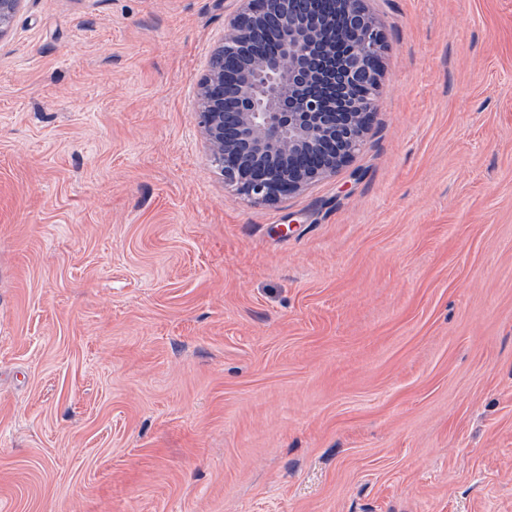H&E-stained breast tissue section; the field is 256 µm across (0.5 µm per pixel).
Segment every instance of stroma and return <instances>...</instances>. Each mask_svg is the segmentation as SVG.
Returning a JSON list of instances; mask_svg holds the SVG:
<instances>
[{"mask_svg": "<svg viewBox=\"0 0 512 512\" xmlns=\"http://www.w3.org/2000/svg\"><path fill=\"white\" fill-rule=\"evenodd\" d=\"M237 6L0 39V512H512V0H371L369 133L276 205L194 122Z\"/></svg>", "mask_w": 512, "mask_h": 512, "instance_id": "stroma-1", "label": "stroma"}]
</instances>
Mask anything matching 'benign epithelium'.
I'll list each match as a JSON object with an SVG mask.
<instances>
[{"label":"benign epithelium","mask_w":512,"mask_h":512,"mask_svg":"<svg viewBox=\"0 0 512 512\" xmlns=\"http://www.w3.org/2000/svg\"><path fill=\"white\" fill-rule=\"evenodd\" d=\"M22 2L0 0V36ZM238 2L197 83L195 120L224 186L275 204L353 161L377 110L385 35L369 0H332L328 12L316 0Z\"/></svg>","instance_id":"7a95c632"}]
</instances>
